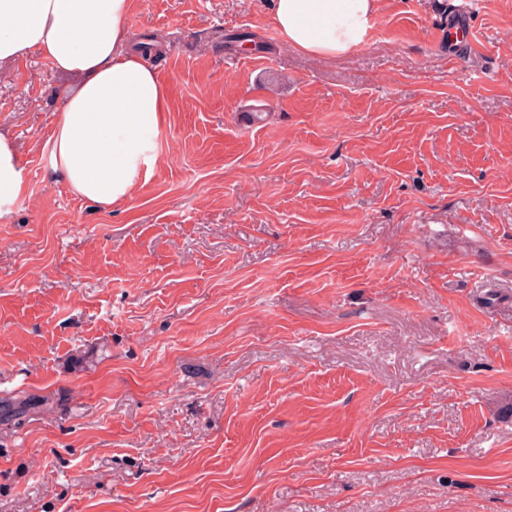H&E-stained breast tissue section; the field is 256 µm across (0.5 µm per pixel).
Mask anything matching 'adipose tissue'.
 <instances>
[{
  "label": "adipose tissue",
  "mask_w": 512,
  "mask_h": 512,
  "mask_svg": "<svg viewBox=\"0 0 512 512\" xmlns=\"http://www.w3.org/2000/svg\"><path fill=\"white\" fill-rule=\"evenodd\" d=\"M379 0H272L281 42L321 58L362 44ZM132 0H0V63L39 53L76 78L45 145L52 176L80 198L114 205L132 198L159 160L167 88L128 49ZM26 192L13 140L0 134V216Z\"/></svg>",
  "instance_id": "adipose-tissue-1"
}]
</instances>
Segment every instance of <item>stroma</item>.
<instances>
[{
	"instance_id": "35a3bbf8",
	"label": "stroma",
	"mask_w": 512,
	"mask_h": 512,
	"mask_svg": "<svg viewBox=\"0 0 512 512\" xmlns=\"http://www.w3.org/2000/svg\"><path fill=\"white\" fill-rule=\"evenodd\" d=\"M270 13L133 0L168 102L115 206L48 174L66 77L0 65V392H69L0 426V512H512V0H380L328 60ZM26 192L23 167L13 140L0 134V217L9 214Z\"/></svg>"
}]
</instances>
